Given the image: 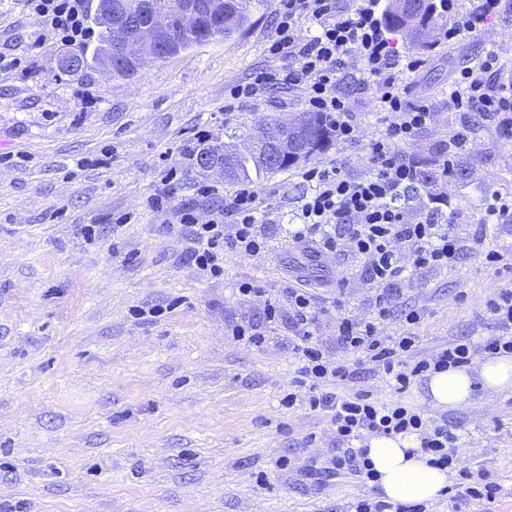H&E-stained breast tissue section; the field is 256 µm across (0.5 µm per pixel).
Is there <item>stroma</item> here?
<instances>
[{
    "mask_svg": "<svg viewBox=\"0 0 512 512\" xmlns=\"http://www.w3.org/2000/svg\"><path fill=\"white\" fill-rule=\"evenodd\" d=\"M276 10V0H262L242 35L129 80L94 62L63 74L62 49L50 42L25 50L20 69L0 71V512H353L359 497H375L353 476H312L328 466L334 435L324 415L284 402L297 377L287 330L261 347L225 334L261 313V298L237 296V283L303 284L314 290L330 356L359 372L356 389L395 395L336 344V299L358 315L368 294L349 260L334 257L310 276L301 268L308 246L286 239L304 192L295 170L255 180L272 249L232 257L219 279L189 261L191 241L172 214L147 203L169 169L181 180L178 201L193 199L202 176L182 149L199 132L220 140L227 128L303 111L288 88L225 102L253 72L291 66L268 52ZM38 25L20 0H0V52ZM391 41L422 61L402 80L410 96L438 108L397 150L437 164V145L459 123L446 104L456 68L492 49L512 73V0L460 40L438 30L422 48L398 33ZM354 119L358 143L332 141L314 164L368 170L366 146L385 131L370 89L356 94ZM470 119L473 141L458 159L467 179H438L411 202L417 214L429 196L443 198L465 234L485 192L512 196V141L480 113ZM490 250L512 251V223L494 226L481 251H463L451 269L413 274L402 304L422 315L419 352L502 335L486 303L512 287V267L486 264ZM433 417L457 435L464 467L499 485L495 512H512V391H481ZM286 457L293 469L279 468Z\"/></svg>",
    "mask_w": 512,
    "mask_h": 512,
    "instance_id": "1",
    "label": "stroma"
}]
</instances>
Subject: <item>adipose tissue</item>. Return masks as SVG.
Returning a JSON list of instances; mask_svg holds the SVG:
<instances>
[{
    "label": "adipose tissue",
    "instance_id": "1",
    "mask_svg": "<svg viewBox=\"0 0 512 512\" xmlns=\"http://www.w3.org/2000/svg\"><path fill=\"white\" fill-rule=\"evenodd\" d=\"M479 389L511 391L512 357L486 355L474 366L433 373L426 396L431 408L445 411L468 404ZM367 445L382 500L392 504L428 502L447 489V470L431 466L427 455L415 450L413 439L374 436Z\"/></svg>",
    "mask_w": 512,
    "mask_h": 512
}]
</instances>
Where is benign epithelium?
I'll return each instance as SVG.
<instances>
[{
    "instance_id": "1",
    "label": "benign epithelium",
    "mask_w": 512,
    "mask_h": 512,
    "mask_svg": "<svg viewBox=\"0 0 512 512\" xmlns=\"http://www.w3.org/2000/svg\"><path fill=\"white\" fill-rule=\"evenodd\" d=\"M103 17L110 23L124 27L125 34L115 55H107L102 67L112 71V60L136 65L143 60L164 57L172 52L164 37L174 29H195L201 21V6L197 0H177L168 14H147L145 22H128L124 2L98 0ZM310 129L307 114L295 112L281 117L279 123L262 122L243 140L232 147H224V161L203 159L199 167L205 176L218 175L224 179L232 174V164L238 155L252 156L271 163L281 155L307 156L306 139Z\"/></svg>"
}]
</instances>
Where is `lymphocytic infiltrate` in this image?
Returning a JSON list of instances; mask_svg holds the SVG:
<instances>
[{"instance_id": "1", "label": "lymphocytic infiltrate", "mask_w": 512, "mask_h": 512, "mask_svg": "<svg viewBox=\"0 0 512 512\" xmlns=\"http://www.w3.org/2000/svg\"><path fill=\"white\" fill-rule=\"evenodd\" d=\"M42 22L36 44L53 41L63 47L90 42L95 31L88 23V0H25ZM380 0H359L352 9L337 0H279L269 51L295 60L288 70L255 71L246 82L229 90L232 99H257L282 87L299 88L309 111L324 113L332 122L337 140H358L353 118L352 95L371 86L375 104L386 130L367 145L370 168L348 173L334 163L301 169L306 191L291 222L289 238L296 244H312L323 253L345 254L365 276L369 290L365 314L355 318L336 315V342L344 350L363 355L375 371L394 388L396 399L383 401L367 391L341 393V386L355 382L356 372L330 358L318 332L319 317L314 295L306 288H288L273 294L250 282L236 287L239 296L263 300L262 321L229 324L233 339L262 346L272 330L285 327L288 347L298 364L299 391L288 393V405L304 404L325 414L333 430L336 453L329 474L355 476L360 485L377 475L367 458L362 440L372 433L415 437L432 465L460 469L467 496L494 502L498 484L482 473L461 470L458 437L447 424L424 416L407 405L402 395L429 372L457 368L469 363L477 352L512 354V289L502 288L487 302L490 313L505 330L482 344L455 340L431 353L418 354L412 326L421 320L415 309L399 310L398 304L414 271H441L456 264L464 244L480 248L490 225L512 222V198L491 192L481 203L478 227L462 239L447 215L435 208L414 219L407 211V198L419 185L420 175L396 149L397 143L415 139L433 121L435 106L426 97L409 99L399 82L421 66L419 58L391 46L379 16ZM448 108L455 112H480L499 133L512 138V76L505 75L495 51H488L475 64L454 73L448 86ZM174 172L161 175L148 204L155 210L172 211L178 224L188 228L192 246L189 255L202 274L224 275L232 256H257L267 252L265 213L258 190L242 184L231 191L200 182L199 199L213 201L207 222H200L195 205L174 200ZM405 330L385 335L392 320Z\"/></svg>"}]
</instances>
